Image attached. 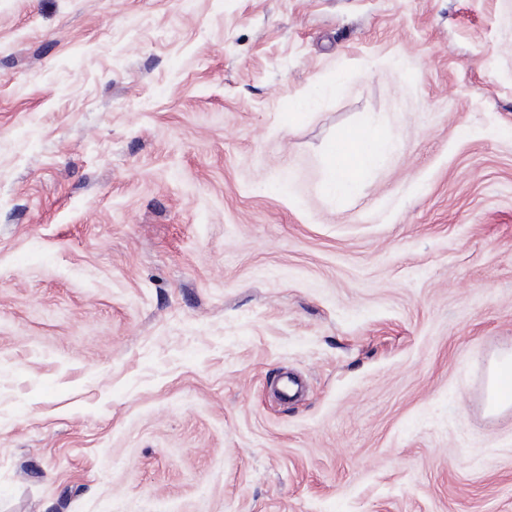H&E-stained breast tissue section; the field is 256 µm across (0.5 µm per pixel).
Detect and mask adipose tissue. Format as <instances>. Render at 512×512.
I'll return each mask as SVG.
<instances>
[{
  "label": "adipose tissue",
  "mask_w": 512,
  "mask_h": 512,
  "mask_svg": "<svg viewBox=\"0 0 512 512\" xmlns=\"http://www.w3.org/2000/svg\"><path fill=\"white\" fill-rule=\"evenodd\" d=\"M393 143L373 123L341 131L325 147L323 188L347 198L359 193L364 178L391 153Z\"/></svg>",
  "instance_id": "ef3b65f1"
}]
</instances>
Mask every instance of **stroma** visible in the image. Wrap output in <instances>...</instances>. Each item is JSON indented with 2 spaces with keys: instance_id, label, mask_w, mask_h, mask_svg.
Returning <instances> with one entry per match:
<instances>
[{
  "instance_id": "stroma-1",
  "label": "stroma",
  "mask_w": 512,
  "mask_h": 512,
  "mask_svg": "<svg viewBox=\"0 0 512 512\" xmlns=\"http://www.w3.org/2000/svg\"><path fill=\"white\" fill-rule=\"evenodd\" d=\"M505 127L512 0H0V512H512ZM393 143L374 123L341 131L325 147L323 188L330 196L359 193L364 178L391 153ZM488 405L492 412H499L512 405V357L497 358L491 362Z\"/></svg>"
}]
</instances>
